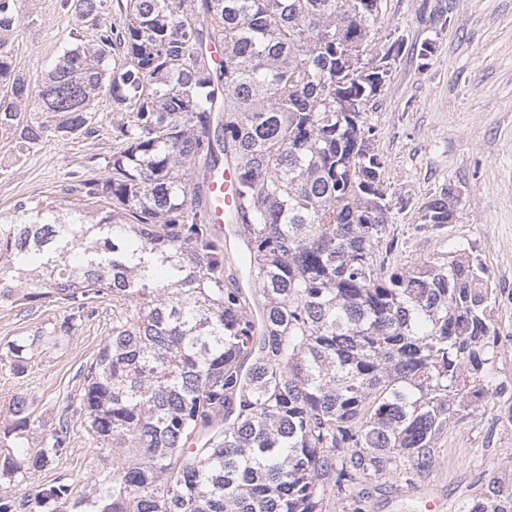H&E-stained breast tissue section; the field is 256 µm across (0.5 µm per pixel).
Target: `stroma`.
<instances>
[{
  "label": "stroma",
  "instance_id": "35a3bbf8",
  "mask_svg": "<svg viewBox=\"0 0 512 512\" xmlns=\"http://www.w3.org/2000/svg\"><path fill=\"white\" fill-rule=\"evenodd\" d=\"M395 31L404 34L409 51L366 106L371 147L385 161L382 177L394 204V247L385 264L401 269L457 244L473 247L498 291L499 333L512 336V0H382L368 36L371 48ZM94 35L60 0H23L19 26L5 39L17 68L37 83L64 48ZM428 38L437 51L423 68L411 50ZM124 118L103 98L91 134L47 137L21 157L11 143L0 142V215L9 216L21 200L59 195L74 177L103 176L117 146L113 132ZM450 186L459 191L453 222L435 233L418 231L424 205ZM63 314L57 305L0 312V344ZM111 327L112 306L104 303L73 339L41 348L27 377L13 378L0 364V396H34L42 420L57 422L79 391L78 369L95 357ZM509 409L507 395L477 405L439 437V468L412 485L396 476L361 481L354 499L366 512H427L425 503L433 499L436 512H455L463 495L479 493L492 476L512 480V425L503 419ZM108 464L75 418L59 462L35 481L71 484L77 497L86 477Z\"/></svg>",
  "mask_w": 512,
  "mask_h": 512
}]
</instances>
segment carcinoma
Returning a JSON list of instances; mask_svg holds the SVG:
<instances>
[{"label": "carcinoma", "mask_w": 512, "mask_h": 512, "mask_svg": "<svg viewBox=\"0 0 512 512\" xmlns=\"http://www.w3.org/2000/svg\"><path fill=\"white\" fill-rule=\"evenodd\" d=\"M0 0V31L19 20ZM382 0H61L96 38L31 85L0 40V140L18 155L92 132L103 94L128 113L110 171L0 221V311L60 303L63 318L0 349L17 378L90 308L112 328L77 402L48 431L34 401H0V512H346L360 479L438 464L435 445L492 373L497 289L465 248L403 270L391 248L385 162L365 106L406 50L368 35ZM224 46V66L206 60ZM238 169L237 236L250 292L224 280V245L202 216L199 164ZM448 187L418 229L455 218ZM79 417L112 468L43 486ZM458 512H512L492 477Z\"/></svg>", "instance_id": "carcinoma-1"}]
</instances>
